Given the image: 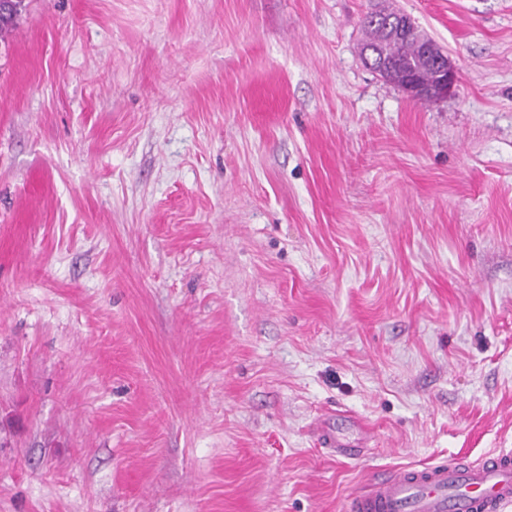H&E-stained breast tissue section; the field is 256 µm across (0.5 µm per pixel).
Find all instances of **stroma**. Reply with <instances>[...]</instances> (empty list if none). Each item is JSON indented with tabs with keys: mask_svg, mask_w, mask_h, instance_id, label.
Instances as JSON below:
<instances>
[{
	"mask_svg": "<svg viewBox=\"0 0 512 512\" xmlns=\"http://www.w3.org/2000/svg\"><path fill=\"white\" fill-rule=\"evenodd\" d=\"M388 5L454 62L448 97L362 62ZM502 448L512 0H25L0 512H343Z\"/></svg>",
	"mask_w": 512,
	"mask_h": 512,
	"instance_id": "obj_1",
	"label": "stroma"
}]
</instances>
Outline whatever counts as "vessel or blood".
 I'll list each match as a JSON object with an SVG mask.
<instances>
[{"mask_svg":"<svg viewBox=\"0 0 512 512\" xmlns=\"http://www.w3.org/2000/svg\"><path fill=\"white\" fill-rule=\"evenodd\" d=\"M512 507V450L477 464L402 470L352 497L346 512H507Z\"/></svg>","mask_w":512,"mask_h":512,"instance_id":"b4317fda","label":"vessel or blood"}]
</instances>
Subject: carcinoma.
<instances>
[{
    "label": "carcinoma",
    "mask_w": 512,
    "mask_h": 512,
    "mask_svg": "<svg viewBox=\"0 0 512 512\" xmlns=\"http://www.w3.org/2000/svg\"><path fill=\"white\" fill-rule=\"evenodd\" d=\"M22 8L23 0H18L15 8L0 12L1 38L10 33ZM402 18L401 12L389 6L365 18L364 40L361 46V56L365 64L378 70L383 63H394L393 73L387 75L386 80L400 87L403 86V79L399 74L412 67L415 68L416 78L421 83H437L438 72L426 65H419L423 49L431 40L417 27L413 28V33L409 37L399 34L394 22Z\"/></svg>",
    "instance_id": "cac0c4a2"
}]
</instances>
